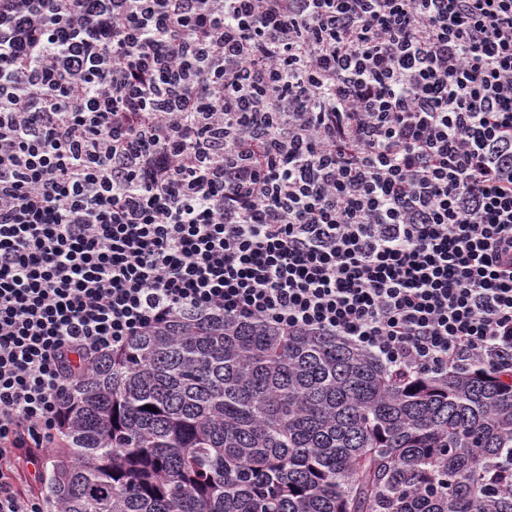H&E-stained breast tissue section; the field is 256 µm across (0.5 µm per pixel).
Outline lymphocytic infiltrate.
Returning <instances> with one entry per match:
<instances>
[{"mask_svg":"<svg viewBox=\"0 0 512 512\" xmlns=\"http://www.w3.org/2000/svg\"><path fill=\"white\" fill-rule=\"evenodd\" d=\"M512 371V0H0V512L174 317Z\"/></svg>","mask_w":512,"mask_h":512,"instance_id":"1","label":"lymphocytic infiltrate"}]
</instances>
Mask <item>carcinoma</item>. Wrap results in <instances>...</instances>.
<instances>
[{"label": "carcinoma", "instance_id": "1", "mask_svg": "<svg viewBox=\"0 0 512 512\" xmlns=\"http://www.w3.org/2000/svg\"><path fill=\"white\" fill-rule=\"evenodd\" d=\"M60 427L58 512H512L489 485L512 469V375L415 376L221 314L98 357Z\"/></svg>", "mask_w": 512, "mask_h": 512}]
</instances>
